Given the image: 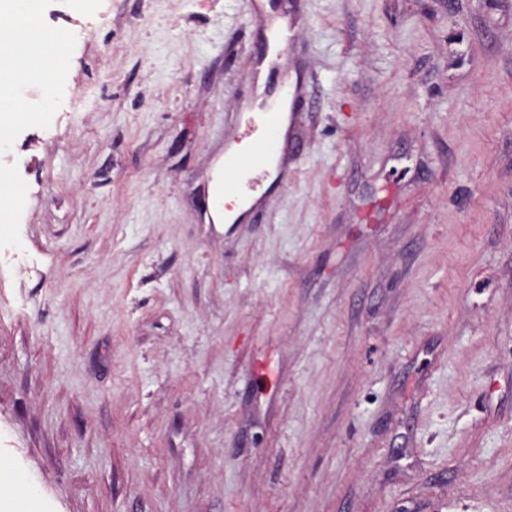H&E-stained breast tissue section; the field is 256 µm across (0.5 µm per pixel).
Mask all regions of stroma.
<instances>
[{"mask_svg":"<svg viewBox=\"0 0 512 512\" xmlns=\"http://www.w3.org/2000/svg\"><path fill=\"white\" fill-rule=\"evenodd\" d=\"M81 3L0 90V512H512V0H299L233 224L265 11ZM257 158L255 156L242 158L235 163L224 167V188L228 191L240 190L244 181L256 170Z\"/></svg>","mask_w":512,"mask_h":512,"instance_id":"35a3bbf8","label":"stroma"}]
</instances>
